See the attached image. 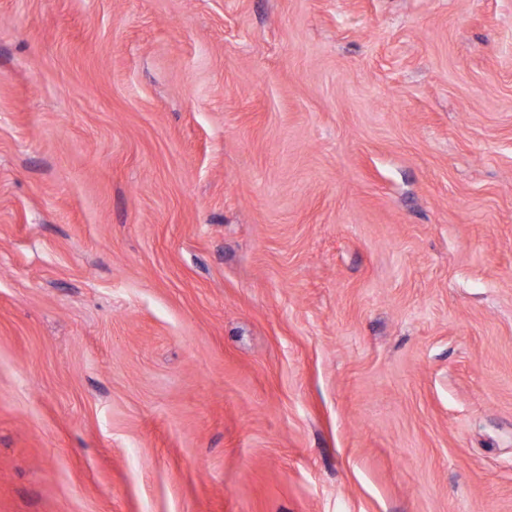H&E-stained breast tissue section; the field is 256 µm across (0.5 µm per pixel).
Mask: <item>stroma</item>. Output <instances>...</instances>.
I'll list each match as a JSON object with an SVG mask.
<instances>
[{"mask_svg": "<svg viewBox=\"0 0 512 512\" xmlns=\"http://www.w3.org/2000/svg\"><path fill=\"white\" fill-rule=\"evenodd\" d=\"M0 512H512V0H0Z\"/></svg>", "mask_w": 512, "mask_h": 512, "instance_id": "35a3bbf8", "label": "stroma"}]
</instances>
